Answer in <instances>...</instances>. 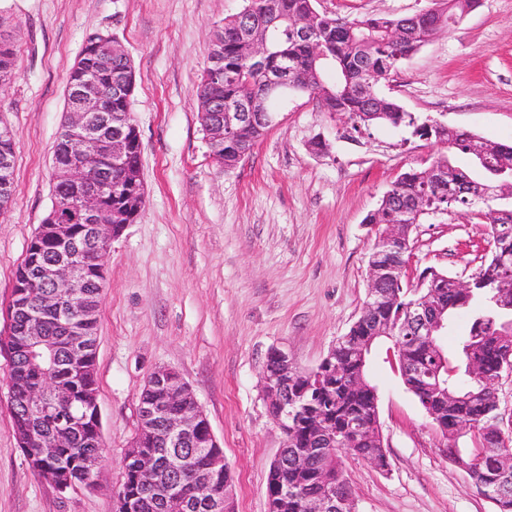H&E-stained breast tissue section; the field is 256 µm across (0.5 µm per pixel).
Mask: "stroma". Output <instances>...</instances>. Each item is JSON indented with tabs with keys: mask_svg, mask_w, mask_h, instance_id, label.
Masks as SVG:
<instances>
[{
	"mask_svg": "<svg viewBox=\"0 0 512 512\" xmlns=\"http://www.w3.org/2000/svg\"><path fill=\"white\" fill-rule=\"evenodd\" d=\"M247 0H0V33L16 53L0 119L16 135V191L0 213V331L15 273L53 202V155L66 78L95 28L132 60V115L145 204L105 257L99 310V483L59 492L29 468L12 424L10 366L0 353V512H115L113 490L137 429V396L157 368L177 371L224 451L234 512H267L266 478L284 445L262 369L285 348L318 366L366 299L373 212L396 177L428 166L445 143L408 127L344 138L315 99L276 100L278 122L231 172L209 156L193 90L214 25ZM431 0H318L341 17L412 14ZM405 111L512 146V0H480L383 82ZM322 140L323 149L313 147ZM489 226L452 209L411 237L409 274L433 267L468 280L487 261ZM372 354L387 470L346 458L356 512H496L388 361Z\"/></svg>",
	"mask_w": 512,
	"mask_h": 512,
	"instance_id": "1",
	"label": "stroma"
}]
</instances>
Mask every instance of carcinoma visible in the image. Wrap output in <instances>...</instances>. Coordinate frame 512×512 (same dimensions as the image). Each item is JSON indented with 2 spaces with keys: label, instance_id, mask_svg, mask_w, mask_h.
<instances>
[{
  "label": "carcinoma",
  "instance_id": "1",
  "mask_svg": "<svg viewBox=\"0 0 512 512\" xmlns=\"http://www.w3.org/2000/svg\"><path fill=\"white\" fill-rule=\"evenodd\" d=\"M474 0H438L434 6L411 15L391 18L368 14L354 18L339 17L320 11L316 0H275L277 14L265 20L253 30V36L266 39L267 54L260 64H254L246 56L240 44V16L224 20L213 28L207 60H217L222 75L214 78L201 76L194 91L196 101H212L218 107L233 109L247 85L259 86L266 75L273 71H288L291 87L318 101L325 112L351 122L355 131L362 127L401 125L413 128V133L425 139L435 138L448 144V154L442 155L425 169H412L399 175L387 190L378 208L367 216V222L383 231L389 224H401V210L423 199L430 211H446L456 207L488 220L490 233L487 240L489 253L512 256V238L499 235L503 217L492 208L476 206L474 192L488 187L498 200L504 202L502 209L512 210V146L483 140L456 128L445 127L431 119L420 120L404 111L394 99L384 95L379 85L397 71L443 29L449 27L448 16L462 14ZM313 16V35L295 38L289 31L291 22L300 16ZM13 45L0 39V72L14 70ZM128 62L114 58L105 52L89 57L84 71L76 68L69 72L67 83H84L100 96L104 111L118 112L123 109L120 100L112 94V75L118 69L127 68ZM266 132V127L257 123L242 128L239 133L224 141V146L209 149V157L224 171L234 170L238 165L239 144H252ZM73 135L61 127L55 146V164L63 165L69 157ZM16 141L5 145L0 142V211L11 201L14 193V165ZM93 180L105 188L106 205L123 210L128 221L135 220L144 199L137 191L142 177L139 155H134L128 169L118 172L112 168L105 153H99L90 169ZM88 249L90 241L83 225L72 226L70 239L40 250L29 245L24 262L16 272L15 280L26 286L25 295L15 299L13 307V335L3 342L0 351L17 352V361L10 368V379L16 396V407L11 411L16 438L33 433L38 435L48 430V423L28 414L23 405L26 389L49 376L76 397L75 423L72 445L60 448L48 460H35L81 482L89 475L86 462L93 455H102L100 425L94 419L89 405L79 400L83 393L97 391L96 354L98 320L81 323L66 321L59 310H44L37 300L45 293L54 292L59 304L65 305L69 298H81L99 310L105 284L95 275L86 272L75 288H55L35 281L40 264L64 255L74 248ZM397 280L385 284L390 298L369 317L359 320L350 328L348 335L356 338L371 336L375 325L380 324L397 336L404 347L395 352L396 357L405 358L422 370L438 364L441 375L448 381V433L442 434L448 452L458 450L461 460L469 467L472 478L486 483L496 477L492 463V451L484 442L494 435V424L486 415L488 400L487 378L493 376L498 367L503 345L500 336L512 335V270L503 268L494 258L481 265L473 276L472 288L459 291L453 277L433 270L423 271L419 278L427 279L425 287L413 284L408 274L406 261H400ZM432 293V302L442 312L444 322L450 324L456 312L470 308L475 313L469 333L458 343L452 353L437 355L427 339L414 343L405 342L403 331L412 303L422 295ZM39 317L43 334L57 345L54 369L46 374L39 366L29 362L20 354L24 346V326L31 316ZM82 338L84 351L77 357L69 348V338ZM330 354L336 357L339 374L332 376L328 368L321 367L322 382L335 387L336 402L329 408L315 398L301 392L309 384L312 374L301 371L294 376L288 395L297 398V407L302 413L321 411L327 416L329 426L335 430V446L323 448L310 456L305 470L291 466L269 468L267 489L272 499L268 500V512H308L306 502L320 494L323 486L319 481L322 470L334 473L336 488L348 483L343 457L350 454L376 468L388 465L386 450L374 446V441L358 439L350 447L344 446L345 429L356 417L372 422L373 385L367 376V366L352 355L350 348L337 343ZM481 358L485 363V377L475 379L470 375V361ZM207 443L204 431L196 432L193 444L170 447L165 433L157 429L143 440V448L155 454L160 462V477L181 484L183 491L192 497H200L216 491L231 481L228 472L214 474L209 468L208 453L203 451ZM123 481L116 490L117 501H132L135 512H157L152 495L145 488V479L135 469L134 462L123 459ZM282 487L292 492V498L276 502L273 496Z\"/></svg>",
  "mask_w": 512,
  "mask_h": 512
}]
</instances>
